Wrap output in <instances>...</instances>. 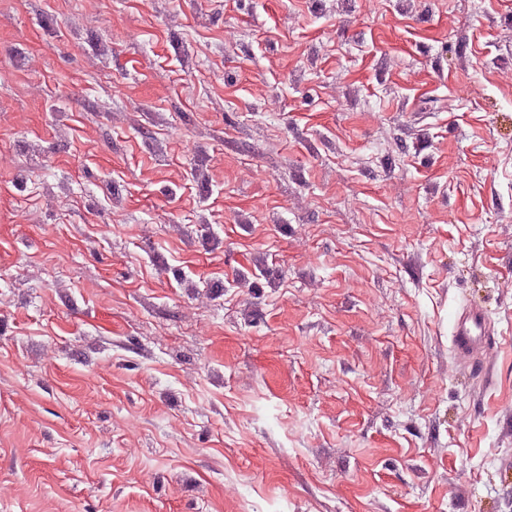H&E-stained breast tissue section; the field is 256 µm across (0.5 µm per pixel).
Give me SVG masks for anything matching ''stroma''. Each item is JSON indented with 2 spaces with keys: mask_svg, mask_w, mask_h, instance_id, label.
I'll return each instance as SVG.
<instances>
[{
  "mask_svg": "<svg viewBox=\"0 0 512 512\" xmlns=\"http://www.w3.org/2000/svg\"><path fill=\"white\" fill-rule=\"evenodd\" d=\"M507 72L512 0H0V512H512ZM451 335L456 356L472 371L481 372L486 355L495 345L484 309L476 304L463 307L456 314Z\"/></svg>",
  "mask_w": 512,
  "mask_h": 512,
  "instance_id": "35a3bbf8",
  "label": "stroma"
}]
</instances>
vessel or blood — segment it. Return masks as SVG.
I'll return each instance as SVG.
<instances>
[{
	"mask_svg": "<svg viewBox=\"0 0 512 512\" xmlns=\"http://www.w3.org/2000/svg\"><path fill=\"white\" fill-rule=\"evenodd\" d=\"M451 343L456 356L472 371H482L485 357L495 345L484 309L476 304L463 307L456 315Z\"/></svg>",
	"mask_w": 512,
	"mask_h": 512,
	"instance_id": "obj_1",
	"label": "vessel or blood"
}]
</instances>
